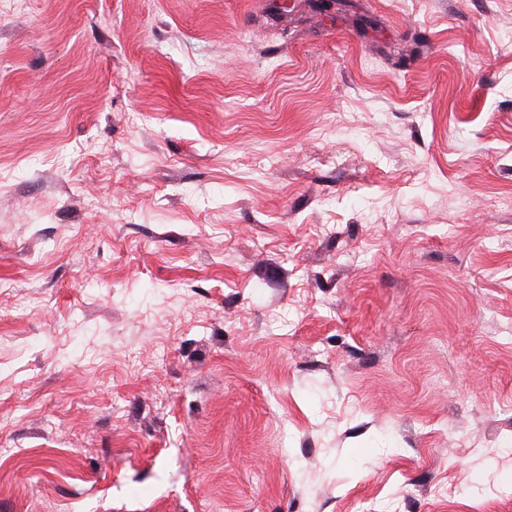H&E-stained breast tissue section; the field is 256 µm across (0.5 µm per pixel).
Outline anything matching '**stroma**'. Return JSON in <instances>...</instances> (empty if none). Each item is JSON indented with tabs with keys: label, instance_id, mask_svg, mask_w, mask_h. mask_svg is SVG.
Returning <instances> with one entry per match:
<instances>
[{
	"label": "stroma",
	"instance_id": "1",
	"mask_svg": "<svg viewBox=\"0 0 512 512\" xmlns=\"http://www.w3.org/2000/svg\"><path fill=\"white\" fill-rule=\"evenodd\" d=\"M512 0H0V512H512Z\"/></svg>",
	"mask_w": 512,
	"mask_h": 512
}]
</instances>
